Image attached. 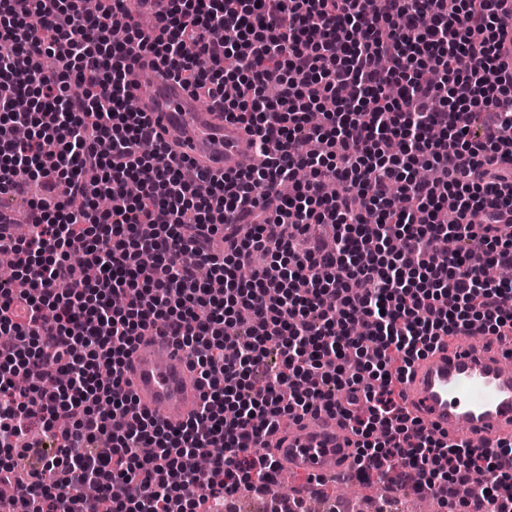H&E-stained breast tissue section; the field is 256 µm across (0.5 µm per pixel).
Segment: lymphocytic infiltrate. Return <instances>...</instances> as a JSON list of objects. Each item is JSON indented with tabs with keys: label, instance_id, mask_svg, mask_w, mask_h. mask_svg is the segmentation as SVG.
I'll list each match as a JSON object with an SVG mask.
<instances>
[{
	"label": "lymphocytic infiltrate",
	"instance_id": "lymphocytic-infiltrate-1",
	"mask_svg": "<svg viewBox=\"0 0 512 512\" xmlns=\"http://www.w3.org/2000/svg\"><path fill=\"white\" fill-rule=\"evenodd\" d=\"M117 9L129 0L91 14L0 0V195L44 193L29 236L0 244L22 281L0 289V484L28 482L18 512H82L84 484L94 512H210L267 487L278 463L262 443L282 419L321 413L350 427L358 477L415 471L440 505L512 512L504 449L449 443L398 390L443 338L512 332V283L429 247L477 242L512 265V13L501 0H168L158 32L117 42ZM149 55L244 125L260 164L203 192L185 181L187 160L128 107L126 74ZM422 161L438 179H416ZM319 224L335 250L318 236L297 249ZM74 253L89 269L76 284ZM151 328L202 386L175 428L131 414L123 386ZM34 427L50 448L25 443Z\"/></svg>",
	"mask_w": 512,
	"mask_h": 512
}]
</instances>
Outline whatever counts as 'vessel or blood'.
Instances as JSON below:
<instances>
[{
  "mask_svg": "<svg viewBox=\"0 0 512 512\" xmlns=\"http://www.w3.org/2000/svg\"><path fill=\"white\" fill-rule=\"evenodd\" d=\"M167 8L168 0H136L131 13L118 11L114 17L149 35ZM127 80L141 92L139 110L158 120L172 150L188 154L201 171L231 174L252 155L241 126L225 120L219 107L203 106L182 82L148 63L134 66ZM484 342L475 336L469 347L429 354L413 364L400 387L406 412L459 445L480 441L494 447L512 439V367L486 351ZM126 374L141 411L173 427L195 413L196 375L171 337L146 331L127 360ZM349 439L338 419L323 414L279 431L275 457L294 476L332 475L352 463Z\"/></svg>",
  "mask_w": 512,
  "mask_h": 512,
  "instance_id": "vessel-or-blood-1",
  "label": "vessel or blood"
}]
</instances>
